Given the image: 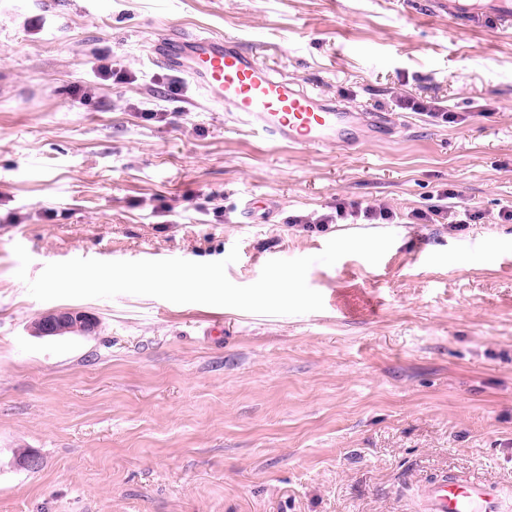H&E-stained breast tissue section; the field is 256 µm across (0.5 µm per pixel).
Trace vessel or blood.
Returning <instances> with one entry per match:
<instances>
[{"label": "vessel or blood", "mask_w": 512, "mask_h": 512, "mask_svg": "<svg viewBox=\"0 0 512 512\" xmlns=\"http://www.w3.org/2000/svg\"><path fill=\"white\" fill-rule=\"evenodd\" d=\"M448 17L465 26L512 30V0H448ZM153 64L184 72L207 102L233 108L253 133L291 146L341 149L391 135L387 112H359L340 100L296 88L257 54L220 36L176 35L159 41ZM425 512H502L498 488L477 477L442 478L425 491Z\"/></svg>", "instance_id": "vessel-or-blood-1"}]
</instances>
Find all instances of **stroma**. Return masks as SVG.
I'll list each match as a JSON object with an SVG mask.
<instances>
[{
	"instance_id": "obj_1",
	"label": "stroma",
	"mask_w": 512,
	"mask_h": 512,
	"mask_svg": "<svg viewBox=\"0 0 512 512\" xmlns=\"http://www.w3.org/2000/svg\"><path fill=\"white\" fill-rule=\"evenodd\" d=\"M173 31L224 35L401 126L341 150L263 140L149 61ZM103 55L127 81L99 78ZM448 183L481 223L396 224L378 265H313L324 308L307 314L41 302L15 276L18 243L32 279L73 258L209 262L235 247L227 276L248 285L352 230L290 215L340 198L403 214ZM251 198L274 201L269 223L240 217ZM505 205L512 30L457 25L435 0H0V512H421L423 485L448 473L498 484L512 512ZM59 308L95 332H31Z\"/></svg>"
}]
</instances>
